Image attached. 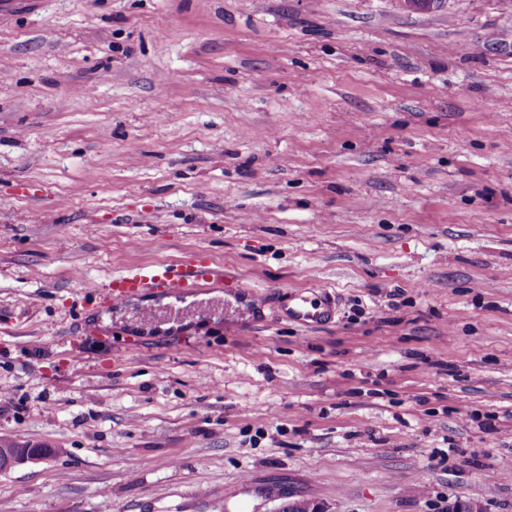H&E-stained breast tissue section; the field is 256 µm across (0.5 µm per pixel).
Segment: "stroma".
Wrapping results in <instances>:
<instances>
[{"label": "stroma", "instance_id": "stroma-1", "mask_svg": "<svg viewBox=\"0 0 512 512\" xmlns=\"http://www.w3.org/2000/svg\"><path fill=\"white\" fill-rule=\"evenodd\" d=\"M0 391V512H512V0H0ZM202 283L224 286V266L194 257L155 268H133L113 277L104 291L112 306H118L129 297L146 292L186 296ZM299 301L288 306V317L305 326L319 325L325 322L329 315V308L321 303H316L308 297H300ZM26 443L28 445L0 439V472H6L28 462L43 460L52 454L44 446Z\"/></svg>", "mask_w": 512, "mask_h": 512}]
</instances>
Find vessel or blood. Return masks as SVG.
Returning <instances> with one entry per match:
<instances>
[{"instance_id":"obj_1","label":"vessel or blood","mask_w":512,"mask_h":512,"mask_svg":"<svg viewBox=\"0 0 512 512\" xmlns=\"http://www.w3.org/2000/svg\"><path fill=\"white\" fill-rule=\"evenodd\" d=\"M223 285L224 267L198 257L170 262L155 268H133L109 282L105 293L112 305L118 306L129 297L159 292L173 296L193 293L202 284ZM329 308L310 298H300L289 306L288 316L306 326L325 322Z\"/></svg>"}]
</instances>
